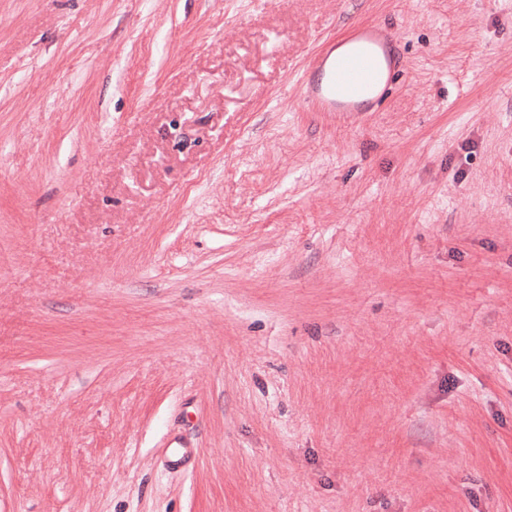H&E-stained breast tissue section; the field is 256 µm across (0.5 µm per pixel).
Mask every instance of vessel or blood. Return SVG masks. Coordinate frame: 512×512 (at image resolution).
Wrapping results in <instances>:
<instances>
[{"label": "vessel or blood", "instance_id": "1", "mask_svg": "<svg viewBox=\"0 0 512 512\" xmlns=\"http://www.w3.org/2000/svg\"><path fill=\"white\" fill-rule=\"evenodd\" d=\"M403 68L392 31L366 21L320 44L300 79L304 108L333 116L379 109Z\"/></svg>", "mask_w": 512, "mask_h": 512}]
</instances>
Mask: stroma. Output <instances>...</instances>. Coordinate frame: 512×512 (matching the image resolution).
Here are the masks:
<instances>
[{
    "label": "stroma",
    "instance_id": "stroma-1",
    "mask_svg": "<svg viewBox=\"0 0 512 512\" xmlns=\"http://www.w3.org/2000/svg\"><path fill=\"white\" fill-rule=\"evenodd\" d=\"M0 512H512V0H0ZM392 31L377 22L353 25L320 44L299 84V100L331 116L376 112L402 72Z\"/></svg>",
    "mask_w": 512,
    "mask_h": 512
}]
</instances>
